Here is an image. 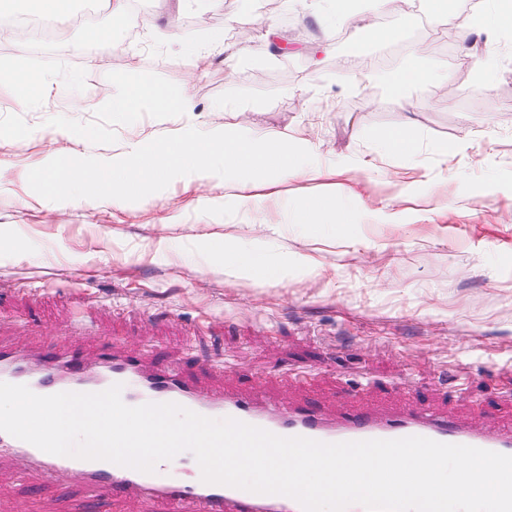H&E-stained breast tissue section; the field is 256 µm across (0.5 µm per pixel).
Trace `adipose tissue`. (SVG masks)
I'll use <instances>...</instances> for the list:
<instances>
[{
  "mask_svg": "<svg viewBox=\"0 0 512 512\" xmlns=\"http://www.w3.org/2000/svg\"><path fill=\"white\" fill-rule=\"evenodd\" d=\"M393 0H313L314 16L324 39H331L337 25L353 26L362 39H388L389 30L374 23L376 15L389 12ZM459 25L494 39L512 31V0H493L490 9L460 17ZM441 67L411 64L380 75L389 93L403 96L407 87L447 79ZM150 110L171 115L175 123L161 139L145 136L125 140L111 155L86 153L74 160L58 152L54 139L44 141V157L34 175L44 181L54 204L112 203L120 209L142 194L179 182L186 191L224 190V210L231 213L254 208L283 216L288 224H320L342 227L351 212L335 194L310 195L287 204L286 185L295 181L335 178L348 170L351 160L326 166L314 144L295 128L257 130L245 124L201 122L189 88L172 91L148 80H121L112 87V110L126 119ZM264 239L225 244L224 273L250 277L266 272L285 277L294 262L268 264Z\"/></svg>",
  "mask_w": 512,
  "mask_h": 512,
  "instance_id": "ef3b65f1",
  "label": "adipose tissue"
}]
</instances>
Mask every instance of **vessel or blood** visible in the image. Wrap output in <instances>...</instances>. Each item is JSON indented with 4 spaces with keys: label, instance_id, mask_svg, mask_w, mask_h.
I'll use <instances>...</instances> for the list:
<instances>
[{
    "label": "vessel or blood",
    "instance_id": "1",
    "mask_svg": "<svg viewBox=\"0 0 512 512\" xmlns=\"http://www.w3.org/2000/svg\"><path fill=\"white\" fill-rule=\"evenodd\" d=\"M0 382L25 385L39 395L96 393L118 384L123 402L130 406L176 403L205 417L234 418L283 437L338 443L419 436L512 455V428H469L418 404L397 414L375 415L352 409L330 417L311 404L280 406L268 402L259 390L212 393L178 368L148 371L138 357L116 351L103 353L95 371L90 372L75 356L50 352L39 362L30 363L0 346ZM1 454L19 460L22 475L35 471L51 479L66 472L81 481L89 496L110 502L135 495L165 502L170 512H302L301 505L287 496L203 482L192 455H177L158 463L154 472L144 473L109 461L49 454L0 432Z\"/></svg>",
    "mask_w": 512,
    "mask_h": 512
}]
</instances>
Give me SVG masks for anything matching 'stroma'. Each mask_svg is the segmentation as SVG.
<instances>
[{
  "label": "stroma",
  "mask_w": 512,
  "mask_h": 512,
  "mask_svg": "<svg viewBox=\"0 0 512 512\" xmlns=\"http://www.w3.org/2000/svg\"><path fill=\"white\" fill-rule=\"evenodd\" d=\"M311 0H292L287 14L267 13L263 0H142L136 26L98 53L74 52L90 23L105 10L74 0L57 41L37 48L0 47V344L38 360L49 347L94 364L114 347L145 356L147 366L184 364L211 391L261 388L283 403L313 401L330 415L350 406L398 412L419 402L476 428L512 421V66H498L489 86L481 58L466 54V32L454 50L433 49L427 31L401 17H378L394 31L381 43L355 44L339 28L332 42L310 16ZM262 16L248 38L232 36L245 17ZM204 45L227 36L235 57L188 80L184 59L156 41L151 25ZM281 34L283 56L260 49ZM388 57L393 67L411 58L438 65L466 58L468 75L454 97L425 83L395 98L379 82L354 83L337 60ZM53 73L59 92L18 108L12 79ZM144 78L171 89L190 85L209 122L261 128L305 127L326 162L350 159L336 192L355 186L362 196L353 224H272L264 232L270 260L303 254L314 263L282 279L224 274L225 242L254 238L261 215L225 217L223 190L213 203L188 205L179 184L129 203L52 205L31 167L42 158L39 138L10 140L12 131L48 126L66 116L98 130L97 151L167 129L154 112L128 123L110 107L112 83ZM488 92L491 111L476 97ZM82 112H67L69 96ZM226 101L227 112L210 111ZM411 125L419 151L384 159L379 139ZM466 147L453 151L458 141ZM449 154H442V147ZM398 223L373 216L399 194ZM177 215L174 224L167 215ZM169 246L158 249V238ZM18 462L0 457V512H103L79 481L61 473L38 484L20 477Z\"/></svg>",
  "instance_id": "1"
}]
</instances>
